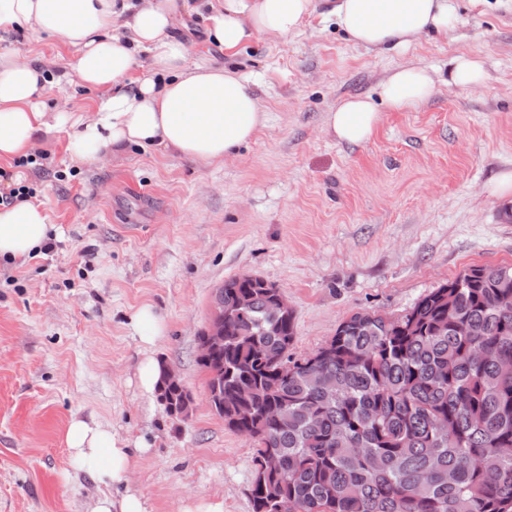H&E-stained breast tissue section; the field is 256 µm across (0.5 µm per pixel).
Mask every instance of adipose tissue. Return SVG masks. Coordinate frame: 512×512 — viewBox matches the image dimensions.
Wrapping results in <instances>:
<instances>
[{"mask_svg": "<svg viewBox=\"0 0 512 512\" xmlns=\"http://www.w3.org/2000/svg\"><path fill=\"white\" fill-rule=\"evenodd\" d=\"M315 9V0H218L209 33L225 51L263 34L288 38ZM190 8L185 0H0V32L33 29L71 48L68 75L100 91L89 112L47 111L49 81L41 63L0 50V159L26 152L40 135L69 133L73 159L91 162L120 156L129 145L210 163L220 162L255 138L266 116L236 68H210L189 61L174 30ZM331 13L348 40L385 54L409 48L421 37L452 29L449 0H335ZM123 33H114L115 24ZM150 57L141 75L138 54ZM428 69L402 65L382 80L381 102L351 96L328 112L325 131L339 141H369L381 121L379 104L414 109L435 91ZM48 238L41 206L0 207V258L23 259ZM66 444L72 459L98 483L123 487L121 497L100 495L90 512H148L131 487L129 459L144 451L99 424L72 418Z\"/></svg>", "mask_w": 512, "mask_h": 512, "instance_id": "obj_1", "label": "adipose tissue"}]
</instances>
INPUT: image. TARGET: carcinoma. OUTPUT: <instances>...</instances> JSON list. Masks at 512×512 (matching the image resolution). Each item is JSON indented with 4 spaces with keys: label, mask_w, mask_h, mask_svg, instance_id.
<instances>
[{
    "label": "carcinoma",
    "mask_w": 512,
    "mask_h": 512,
    "mask_svg": "<svg viewBox=\"0 0 512 512\" xmlns=\"http://www.w3.org/2000/svg\"><path fill=\"white\" fill-rule=\"evenodd\" d=\"M278 293L225 280L224 344L198 360L212 409L257 443L253 512H512V266H471L397 317L355 312L301 360ZM159 398L172 416L189 393Z\"/></svg>",
    "instance_id": "1"
}]
</instances>
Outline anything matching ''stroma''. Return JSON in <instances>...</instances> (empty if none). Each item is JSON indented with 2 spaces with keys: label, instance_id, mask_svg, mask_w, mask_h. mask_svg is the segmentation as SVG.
Wrapping results in <instances>:
<instances>
[{
  "label": "stroma",
  "instance_id": "35a3bbf8",
  "mask_svg": "<svg viewBox=\"0 0 512 512\" xmlns=\"http://www.w3.org/2000/svg\"><path fill=\"white\" fill-rule=\"evenodd\" d=\"M451 4L453 33L399 54L354 45L321 5L288 38L230 56L197 0L175 30L190 61L231 63L266 114L237 155L205 164L131 146L78 164L60 132L33 146L42 170L0 161L37 188L54 243L0 261V512H89L102 486L69 459L74 417L148 444L130 462L149 512H252L256 445L211 408L197 362L224 280L252 274L285 292L299 359L354 312L397 316L471 266L512 264V196L495 190L512 172V0ZM0 49L56 76L70 56L29 30L1 36ZM456 55L481 62V86L443 82L414 110L383 109L361 145L325 132L327 112L378 96L389 70L412 63L444 79ZM145 306L164 326L151 346L136 326ZM148 356L178 371L194 398L187 415L140 390Z\"/></svg>",
  "mask_w": 512,
  "mask_h": 512
}]
</instances>
